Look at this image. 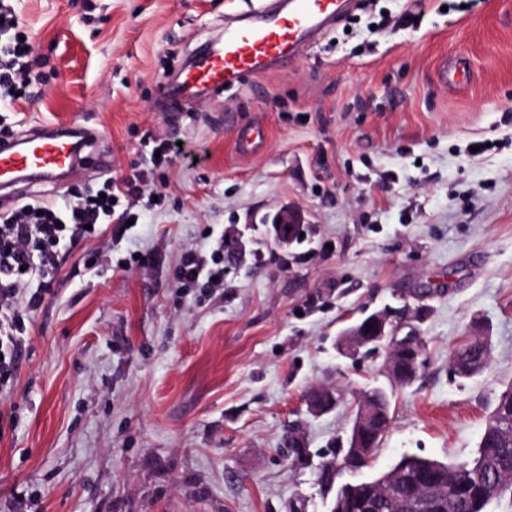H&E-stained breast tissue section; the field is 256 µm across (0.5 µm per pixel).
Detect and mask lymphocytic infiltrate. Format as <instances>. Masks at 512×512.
Wrapping results in <instances>:
<instances>
[{
	"instance_id": "obj_1",
	"label": "lymphocytic infiltrate",
	"mask_w": 512,
	"mask_h": 512,
	"mask_svg": "<svg viewBox=\"0 0 512 512\" xmlns=\"http://www.w3.org/2000/svg\"><path fill=\"white\" fill-rule=\"evenodd\" d=\"M23 24L7 0H0V91L26 95L34 81L32 45ZM132 180H105L100 193L76 198L67 214L43 202L25 204L0 215V382L9 381L22 354L20 332L26 315L34 312L52 291L54 274L63 260V240L85 235L87 226L104 217L126 223L130 213L119 200L134 197ZM181 286L213 285L224 277V254L209 259L185 253L175 272Z\"/></svg>"
}]
</instances>
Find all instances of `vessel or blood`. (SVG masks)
I'll use <instances>...</instances> for the list:
<instances>
[{
    "label": "vessel or blood",
    "instance_id": "obj_1",
    "mask_svg": "<svg viewBox=\"0 0 512 512\" xmlns=\"http://www.w3.org/2000/svg\"><path fill=\"white\" fill-rule=\"evenodd\" d=\"M349 6V0H271L245 21L225 25L223 34L197 54L194 65L161 84L162 106L174 115L202 88L229 89L244 75L300 61ZM89 136L75 124L35 129L0 145V190L23 179L53 183L65 178L79 166Z\"/></svg>",
    "mask_w": 512,
    "mask_h": 512
}]
</instances>
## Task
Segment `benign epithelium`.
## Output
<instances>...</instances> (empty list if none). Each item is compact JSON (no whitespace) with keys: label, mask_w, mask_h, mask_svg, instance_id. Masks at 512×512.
Returning a JSON list of instances; mask_svg holds the SVG:
<instances>
[{"label":"benign epithelium","mask_w":512,"mask_h":512,"mask_svg":"<svg viewBox=\"0 0 512 512\" xmlns=\"http://www.w3.org/2000/svg\"><path fill=\"white\" fill-rule=\"evenodd\" d=\"M302 232V216L292 207L281 209L272 219L274 241L281 248H289L295 242L294 233ZM369 329L358 330L351 326L341 336L339 348L345 354H353L363 348L379 347L385 343L391 346V355L386 364L389 384L394 385L418 374L421 350L418 338L407 335L397 338L391 335L392 326L389 317L383 313H374L367 320ZM343 400L340 391L322 388L313 392L307 399V406L313 413H324L339 406ZM391 425L390 410L382 408L374 399H356L350 429L349 450L336 462V470L356 473L362 465L369 462L370 449L374 442L386 435ZM442 477L439 474L426 477L414 499V507L425 512L430 502L441 495ZM371 495L361 481L347 482L338 491V506H343L346 498Z\"/></svg>","instance_id":"benign-epithelium-1"}]
</instances>
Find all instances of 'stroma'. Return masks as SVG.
<instances>
[{
    "mask_svg": "<svg viewBox=\"0 0 512 512\" xmlns=\"http://www.w3.org/2000/svg\"><path fill=\"white\" fill-rule=\"evenodd\" d=\"M264 2L15 0L50 80L0 97L7 127L93 128L111 172L19 184L11 208L65 209L168 142L189 156L137 223L68 243L0 391V512H328L322 466L357 395L387 383L385 353L338 345L374 312L417 336L422 366L361 478L405 453L470 461L512 386V0H352L299 63L158 111L161 82ZM243 128L261 133L249 154ZM285 205L304 216L289 249L267 232ZM219 242L223 287H179L181 254ZM474 336L490 359L462 378ZM317 387L343 402L311 413Z\"/></svg>",
    "mask_w": 512,
    "mask_h": 512,
    "instance_id": "35a3bbf8",
    "label": "stroma"
}]
</instances>
